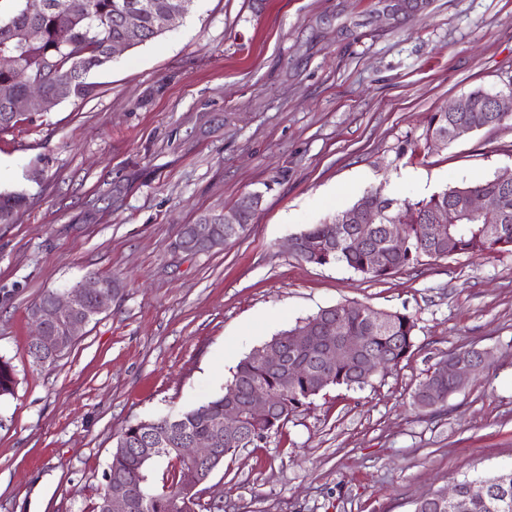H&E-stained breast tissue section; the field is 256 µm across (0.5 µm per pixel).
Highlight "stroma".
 Masks as SVG:
<instances>
[{
  "label": "stroma",
  "instance_id": "35a3bbf8",
  "mask_svg": "<svg viewBox=\"0 0 512 512\" xmlns=\"http://www.w3.org/2000/svg\"><path fill=\"white\" fill-rule=\"evenodd\" d=\"M195 0L158 38L0 132V512H92L129 425L221 395L250 350L337 304L416 323L411 355L361 389L330 387L266 444L226 456L210 512H414L456 479L512 466V253L421 257L377 280L302 260L290 240L383 188L422 199L512 171V125L448 147L432 113L512 96V0ZM261 205L239 237L189 255L181 225ZM112 278L111 307L53 364L33 363L45 291ZM492 350L432 409L439 359Z\"/></svg>",
  "mask_w": 512,
  "mask_h": 512
}]
</instances>
